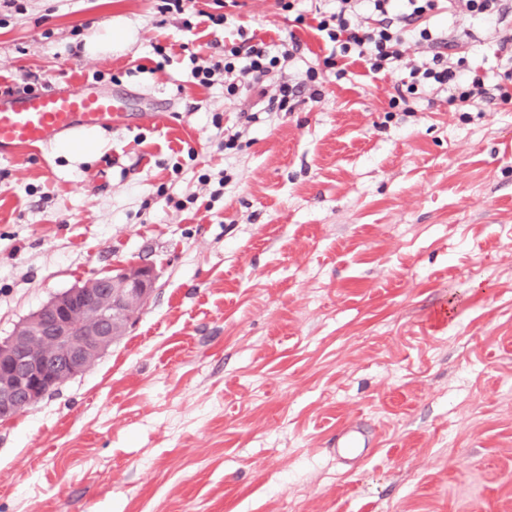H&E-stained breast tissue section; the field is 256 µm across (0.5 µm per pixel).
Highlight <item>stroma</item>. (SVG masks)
I'll use <instances>...</instances> for the list:
<instances>
[{
  "label": "stroma",
  "instance_id": "stroma-1",
  "mask_svg": "<svg viewBox=\"0 0 512 512\" xmlns=\"http://www.w3.org/2000/svg\"><path fill=\"white\" fill-rule=\"evenodd\" d=\"M157 6L0 0V86L133 95L112 130L0 159V339L115 266L158 273L90 371L0 423V512H512V105L393 112L394 76L356 64L247 124L256 96L194 83L190 53L296 32L274 86L319 42L277 0L206 30ZM431 25L498 70L494 29ZM365 447L367 444L364 434L353 424L344 426L336 437V455L343 462L361 457V448Z\"/></svg>",
  "mask_w": 512,
  "mask_h": 512
}]
</instances>
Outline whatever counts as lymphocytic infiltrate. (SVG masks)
<instances>
[{"mask_svg": "<svg viewBox=\"0 0 512 512\" xmlns=\"http://www.w3.org/2000/svg\"><path fill=\"white\" fill-rule=\"evenodd\" d=\"M448 10L490 25L501 23L503 0H335L333 8H311L298 14L296 23L306 25L320 40L327 54L322 68H308L301 83L281 82L268 91V76L282 64L292 61L305 45L296 33L280 42H267L257 36L242 37L231 44H215L204 64L193 66L191 75L201 85L212 84L215 75L224 77V93L237 97L249 93L264 99L265 111H295L301 87H308L311 101H319L326 72L344 78L343 61L361 63L369 73L401 72L402 77L390 98V106L408 103L429 90L447 92L448 103L463 106L495 96L498 103L512 104V69L505 71L494 90L485 87V75L467 56L441 52L429 20L433 13ZM426 43L432 57L412 65L404 55L409 38Z\"/></svg>", "mask_w": 512, "mask_h": 512, "instance_id": "lymphocytic-infiltrate-1", "label": "lymphocytic infiltrate"}]
</instances>
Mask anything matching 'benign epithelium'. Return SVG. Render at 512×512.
Returning <instances> with one entry per match:
<instances>
[{"instance_id": "1", "label": "benign epithelium", "mask_w": 512, "mask_h": 512, "mask_svg": "<svg viewBox=\"0 0 512 512\" xmlns=\"http://www.w3.org/2000/svg\"><path fill=\"white\" fill-rule=\"evenodd\" d=\"M156 280L152 266H116L54 295L0 341V421L89 371L125 335Z\"/></svg>"}]
</instances>
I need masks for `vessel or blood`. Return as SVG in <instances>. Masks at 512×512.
<instances>
[{
    "label": "vessel or blood",
    "instance_id": "vessel-or-blood-1",
    "mask_svg": "<svg viewBox=\"0 0 512 512\" xmlns=\"http://www.w3.org/2000/svg\"><path fill=\"white\" fill-rule=\"evenodd\" d=\"M124 116V98L101 91L95 83L32 92L0 91V159L20 150L41 152L66 138L87 136L111 127ZM366 439L352 424L336 437L341 461L361 457Z\"/></svg>",
    "mask_w": 512,
    "mask_h": 512
}]
</instances>
